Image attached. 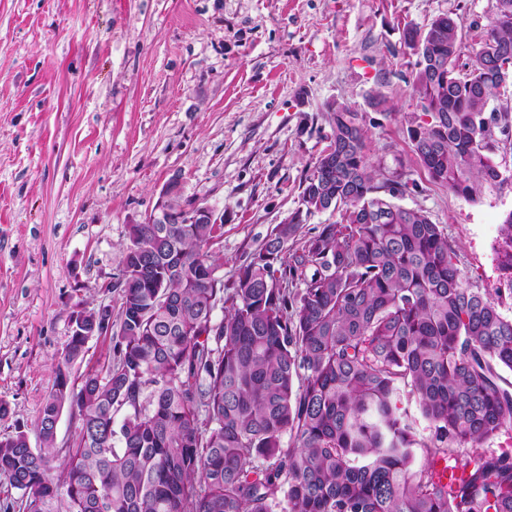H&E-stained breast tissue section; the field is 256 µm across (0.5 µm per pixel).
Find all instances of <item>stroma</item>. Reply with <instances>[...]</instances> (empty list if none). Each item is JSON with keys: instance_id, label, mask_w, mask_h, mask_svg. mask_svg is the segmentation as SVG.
<instances>
[{"instance_id": "obj_1", "label": "stroma", "mask_w": 512, "mask_h": 512, "mask_svg": "<svg viewBox=\"0 0 512 512\" xmlns=\"http://www.w3.org/2000/svg\"><path fill=\"white\" fill-rule=\"evenodd\" d=\"M496 0H0V436L31 447L77 309L119 310L128 225L162 186L224 215L210 246L232 283L298 206L331 133L363 112L369 157L443 227L473 285L512 295L496 248L512 179L468 200L430 181L407 136L420 110L406 24L460 18L469 56ZM381 89L391 115L374 111Z\"/></svg>"}]
</instances>
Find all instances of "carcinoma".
I'll list each match as a JSON object with an SVG mask.
<instances>
[{
	"mask_svg": "<svg viewBox=\"0 0 512 512\" xmlns=\"http://www.w3.org/2000/svg\"><path fill=\"white\" fill-rule=\"evenodd\" d=\"M461 27L448 15L404 27L409 83L431 117L407 133L430 180L473 200L508 181L496 156L512 112L490 104L512 80V0H497L462 65ZM325 109L332 153L230 292L198 274L218 267L212 225L127 226L113 355L78 383L87 337L69 336L42 446L19 426L0 438V487L19 492L0 512H512V450L477 454L456 487L435 470L512 431V318L464 279L440 225L394 202L408 185L370 163L363 113ZM330 208L341 220L293 246L297 215ZM501 236L512 294V214ZM65 409L77 438L59 464Z\"/></svg>",
	"mask_w": 512,
	"mask_h": 512,
	"instance_id": "cac0c4a2",
	"label": "carcinoma"
}]
</instances>
